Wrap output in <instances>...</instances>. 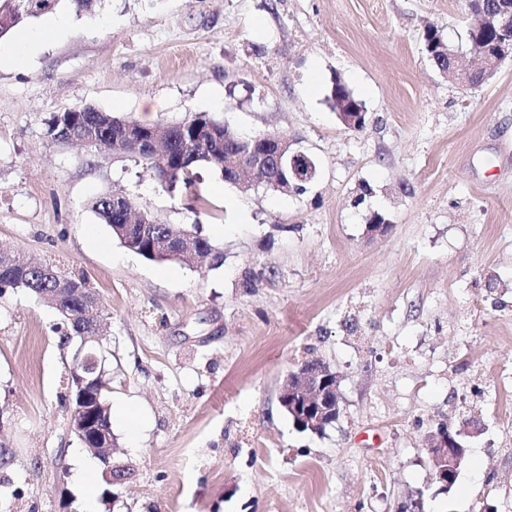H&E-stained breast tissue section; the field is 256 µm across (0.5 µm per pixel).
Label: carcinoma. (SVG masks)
Instances as JSON below:
<instances>
[{
	"label": "carcinoma",
	"instance_id": "obj_1",
	"mask_svg": "<svg viewBox=\"0 0 512 512\" xmlns=\"http://www.w3.org/2000/svg\"><path fill=\"white\" fill-rule=\"evenodd\" d=\"M58 0H0V17L8 18V24H0V38L7 35L12 29L24 20L37 17L52 10ZM497 35L493 32L468 33V54L473 65L480 64L484 51L493 47ZM354 102V96L349 87L340 81L333 84L329 100L334 108H339L347 100ZM189 116L182 122L171 126L173 142L171 143L170 158H179L181 162L174 166V172L168 182L162 184L165 191L175 192L179 188L187 189L194 185L198 178V169L207 168L224 173V149L229 144L222 141L210 142L200 145L192 140L183 139L181 127L192 123ZM95 129L97 143L89 146L94 152L110 150L116 145V134L119 127V117L111 112H58L54 114L48 124L47 133L54 139H60L64 129L71 133L84 131L87 127ZM92 209L98 219L108 225L113 236L128 250L153 262H166L175 260L186 266L192 263L177 256L178 243L183 238H191L196 252L202 254L209 261L210 267L218 268L223 265L224 254L202 234L200 228L184 224H133L130 232L125 233L121 228L120 214L112 210V196L102 195L93 202ZM89 287L87 278L82 275L57 274L52 278L40 272H32L24 267V263L16 261L12 265L0 262V290L10 288L22 289L37 298L42 294L57 288H66L68 292L58 294L57 311L66 319L69 332L68 339L73 340L88 332L81 321L79 307L82 300L80 289ZM107 389L94 388L89 400L83 404L86 413L92 415L107 430H112V421L105 394Z\"/></svg>",
	"mask_w": 512,
	"mask_h": 512
}]
</instances>
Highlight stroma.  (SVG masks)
Returning a JSON list of instances; mask_svg holds the SVG:
<instances>
[{
	"label": "stroma",
	"mask_w": 512,
	"mask_h": 512,
	"mask_svg": "<svg viewBox=\"0 0 512 512\" xmlns=\"http://www.w3.org/2000/svg\"><path fill=\"white\" fill-rule=\"evenodd\" d=\"M69 25L0 65V249L84 274L110 325L116 443L97 512H512V62L462 89L424 50L466 46L465 0H58ZM342 79L367 108L346 129ZM166 126L206 112L279 133L316 166L282 194L201 170L167 193L130 155L51 139L83 106ZM122 194L197 224L210 269L122 247L91 209ZM390 222L368 232L372 213ZM251 287H243L244 275ZM56 309L0 293V512H85L69 428L74 344ZM341 413L298 429L279 402L302 363ZM480 424L451 491L427 448ZM328 99L332 102L333 107L336 110L342 104L340 112H338V116L347 128L358 130L364 126V117L366 115L364 107L359 106L358 108L353 107L350 109L346 104H343L348 99L353 102L363 103V101L354 96L349 87L345 83H341L339 78H337L333 84Z\"/></svg>",
	"instance_id": "obj_1"
}]
</instances>
